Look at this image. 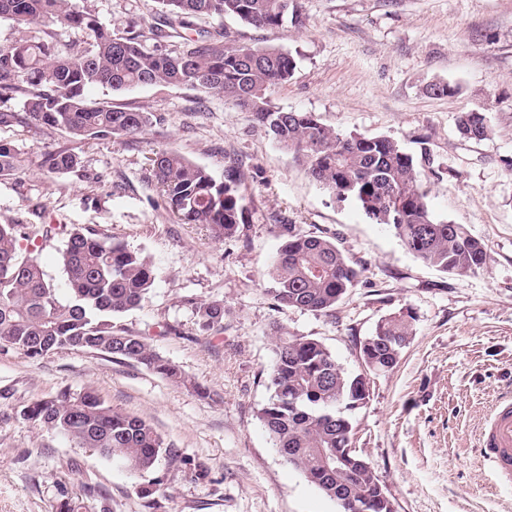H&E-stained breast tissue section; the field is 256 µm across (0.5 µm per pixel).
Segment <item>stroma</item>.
Returning <instances> with one entry per match:
<instances>
[{
  "label": "stroma",
  "instance_id": "stroma-1",
  "mask_svg": "<svg viewBox=\"0 0 512 512\" xmlns=\"http://www.w3.org/2000/svg\"><path fill=\"white\" fill-rule=\"evenodd\" d=\"M113 32L154 23L156 0H72ZM299 18L254 28L232 18L199 20L196 30L290 52L296 69L270 98L284 111L311 112L343 134L386 136L419 162L434 213L461 224L490 257L484 272L442 273L408 253L394 233L355 203L312 182L250 113L191 86H143L87 96L155 117L137 137L77 140L24 119L25 99L1 95L19 114L0 140L24 168L0 178V224H47L38 250L48 278L64 288L58 260L69 231L92 229L145 255L154 286L112 329L146 337L189 384L82 349L34 361L0 351V512H339L289 467L257 417L272 391L267 371L272 326L320 340L348 373H365L368 397L353 414V446L386 486L397 512H512V491L496 490L476 442L498 395L512 390V0H298ZM433 81L456 84L434 97ZM486 110L493 132L464 138L457 118ZM78 154L75 169L51 172L45 153ZM173 150L223 180L242 162L246 222L237 238L183 224L150 176L151 160ZM336 240L362 265V281L330 315L280 307L268 295L280 240L276 221ZM230 307L218 336L200 335L190 304ZM410 312L413 336L397 366L366 372L360 344L384 317ZM94 388L105 404L146 419L181 463L131 473L61 433L23 419L34 401ZM209 471L193 475V465ZM162 479L165 493L145 508L137 486Z\"/></svg>",
  "mask_w": 512,
  "mask_h": 512
}]
</instances>
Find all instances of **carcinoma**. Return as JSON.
Returning <instances> with one entry per match:
<instances>
[{"mask_svg": "<svg viewBox=\"0 0 512 512\" xmlns=\"http://www.w3.org/2000/svg\"><path fill=\"white\" fill-rule=\"evenodd\" d=\"M160 18L145 29L134 24L123 34L76 8L70 0H0V16L40 29V36L0 46V94L21 92L27 119L63 129L80 139L141 134L152 114L96 102L86 90L101 85L114 91L140 86L192 85L220 96L252 114L273 139L304 166L308 177L340 201H354L377 224L387 225L416 259L445 273L476 274L490 258L479 240L460 224L438 218L420 183L417 161L387 137L343 135L311 112L272 106L268 92L293 76L294 57L276 47L229 39L215 30L196 39L180 30L202 17H233L255 28L281 26L296 14L297 0H157ZM63 26L88 35L92 49L64 55L51 28ZM425 92L451 96L456 85L435 81ZM459 133L488 138V113L471 109L458 117ZM79 164L68 151L44 155L49 171ZM240 162L214 179L204 167L175 151L152 159V174L169 209L186 224L207 226L214 237L232 239L245 223L246 206L238 174ZM21 168L19 154L0 140V176ZM282 238L270 268L268 294L278 305L327 314L336 309L362 276L335 242L297 224L275 225ZM31 240L17 224H0V349L17 350L33 361L63 349H86L146 367L176 383L187 379L173 363L155 353L143 336L112 331V315L141 306L156 274L148 259L127 244L94 231L68 234L60 261L66 298L46 277L36 256L20 258V241ZM197 331H224L230 310L217 302L191 303ZM409 312L381 320L361 345L364 366L387 372L398 363L413 336ZM268 371L273 395L259 419L285 461L326 496L342 504L365 499L370 512H388L371 464L352 447L350 412L362 407L356 385L363 375L344 372L315 338L274 331ZM25 420L54 429L75 444L118 458L133 473L150 472L166 459L180 460L145 419L104 404L93 389L68 390L28 405Z\"/></svg>", "mask_w": 512, "mask_h": 512, "instance_id": "obj_1", "label": "carcinoma"}]
</instances>
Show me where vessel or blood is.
Returning <instances> with one entry per match:
<instances>
[{
	"instance_id": "obj_1",
	"label": "vessel or blood",
	"mask_w": 512,
	"mask_h": 512,
	"mask_svg": "<svg viewBox=\"0 0 512 512\" xmlns=\"http://www.w3.org/2000/svg\"><path fill=\"white\" fill-rule=\"evenodd\" d=\"M482 456L499 484L512 487V397H499L482 434Z\"/></svg>"
}]
</instances>
